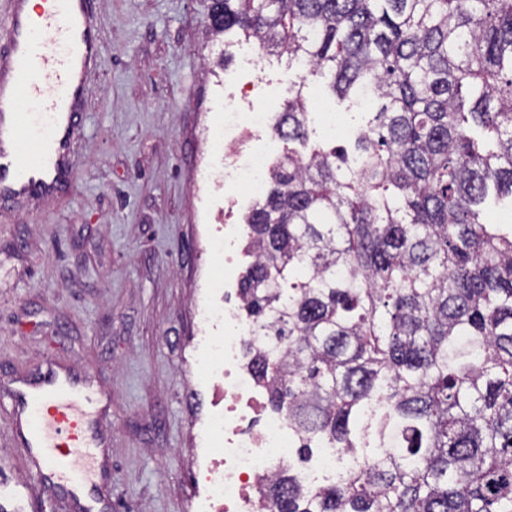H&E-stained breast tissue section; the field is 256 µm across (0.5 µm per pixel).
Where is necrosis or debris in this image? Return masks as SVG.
<instances>
[{
    "label": "necrosis or debris",
    "mask_w": 512,
    "mask_h": 512,
    "mask_svg": "<svg viewBox=\"0 0 512 512\" xmlns=\"http://www.w3.org/2000/svg\"><path fill=\"white\" fill-rule=\"evenodd\" d=\"M271 107L224 103V207L238 211L244 199H253L265 189L270 168L267 156L242 148L243 139L266 126ZM239 231L236 224L224 227V286L214 289L203 310L205 322H220L224 333L204 339V368L210 373L222 409L203 429L205 438L220 436L218 448L198 467L195 480L204 495L198 512H259L260 484L286 469L295 438L288 419L269 410L265 388L243 365L246 348L263 344L255 326L241 309L236 286Z\"/></svg>",
    "instance_id": "necrosis-or-debris-1"
}]
</instances>
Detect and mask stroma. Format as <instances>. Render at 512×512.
Segmentation results:
<instances>
[{"label": "stroma", "instance_id": "obj_1", "mask_svg": "<svg viewBox=\"0 0 512 512\" xmlns=\"http://www.w3.org/2000/svg\"><path fill=\"white\" fill-rule=\"evenodd\" d=\"M208 0H97L102 51L72 144L69 188L33 211L0 205V380L45 361L90 375L112 407V512H195L194 461L213 412L198 305L224 279L211 240L224 187L201 178L224 156V100L282 105L297 80L286 59L241 33L214 36ZM310 139L347 144L351 110L307 80ZM0 391V505L71 512L47 485L24 493Z\"/></svg>", "mask_w": 512, "mask_h": 512}]
</instances>
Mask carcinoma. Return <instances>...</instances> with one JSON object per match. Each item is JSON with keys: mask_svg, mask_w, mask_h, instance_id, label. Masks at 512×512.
<instances>
[{"mask_svg": "<svg viewBox=\"0 0 512 512\" xmlns=\"http://www.w3.org/2000/svg\"><path fill=\"white\" fill-rule=\"evenodd\" d=\"M238 30L306 62L331 96L378 105L351 147L290 149L246 215L239 288L267 337L248 365L297 433L358 466L270 512H512V0H209Z\"/></svg>", "mask_w": 512, "mask_h": 512, "instance_id": "1", "label": "carcinoma"}]
</instances>
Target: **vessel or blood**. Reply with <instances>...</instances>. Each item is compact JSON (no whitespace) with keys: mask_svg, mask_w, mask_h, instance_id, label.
<instances>
[{"mask_svg":"<svg viewBox=\"0 0 512 512\" xmlns=\"http://www.w3.org/2000/svg\"><path fill=\"white\" fill-rule=\"evenodd\" d=\"M98 58L94 0H54L37 16L29 0H12L0 32V204L38 206L69 188L71 146ZM47 84L55 88L48 97ZM10 396L12 438L34 478L69 497L76 512H112L98 487L104 462L90 381L48 362L13 381Z\"/></svg>","mask_w":512,"mask_h":512,"instance_id":"1","label":"vessel or blood"}]
</instances>
